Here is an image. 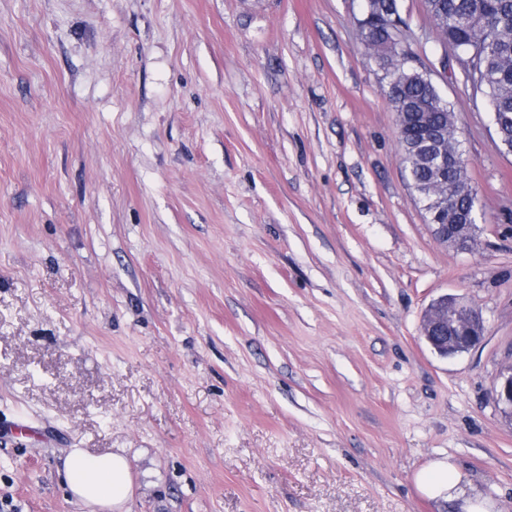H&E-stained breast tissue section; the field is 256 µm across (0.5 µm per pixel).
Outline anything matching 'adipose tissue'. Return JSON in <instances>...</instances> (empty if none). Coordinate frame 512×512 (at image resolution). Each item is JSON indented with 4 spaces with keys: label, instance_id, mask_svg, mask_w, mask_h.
I'll return each mask as SVG.
<instances>
[{
    "label": "adipose tissue",
    "instance_id": "obj_1",
    "mask_svg": "<svg viewBox=\"0 0 512 512\" xmlns=\"http://www.w3.org/2000/svg\"><path fill=\"white\" fill-rule=\"evenodd\" d=\"M62 478L70 494L88 512H128L133 495L130 460L120 452L94 455L80 448L68 454ZM419 485L431 496L444 501H460L463 512H487V504L464 497L454 465L434 462L418 477Z\"/></svg>",
    "mask_w": 512,
    "mask_h": 512
}]
</instances>
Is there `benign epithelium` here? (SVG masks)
<instances>
[{
    "label": "benign epithelium",
    "instance_id": "7a95c632",
    "mask_svg": "<svg viewBox=\"0 0 512 512\" xmlns=\"http://www.w3.org/2000/svg\"><path fill=\"white\" fill-rule=\"evenodd\" d=\"M358 26L367 35L374 26H384L391 35L390 45L397 48L402 41L404 21L401 14L380 4V0H366ZM422 140L423 163L430 169L429 182L415 188L418 194L431 198L428 223L435 239L456 251H470L476 243L479 207L470 212L459 205H448V171L468 167L460 149V130L448 131V125H436L426 112L418 113ZM485 321L481 312L455 296L442 295L426 309L421 335L427 345L442 357H451L476 347L484 338ZM496 405L512 420V367L501 373L494 387Z\"/></svg>",
    "mask_w": 512,
    "mask_h": 512
}]
</instances>
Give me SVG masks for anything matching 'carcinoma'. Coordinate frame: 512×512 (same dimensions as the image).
Segmentation results:
<instances>
[{
    "mask_svg": "<svg viewBox=\"0 0 512 512\" xmlns=\"http://www.w3.org/2000/svg\"><path fill=\"white\" fill-rule=\"evenodd\" d=\"M431 18L442 38L465 48L471 69L464 83L485 92L491 110L512 113V0H438ZM387 80L386 96L396 112L415 99L428 104L434 120L450 108L436 102L434 90L413 72L400 53H377Z\"/></svg>",
    "mask_w": 512,
    "mask_h": 512,
    "instance_id": "cac0c4a2",
    "label": "carcinoma"
}]
</instances>
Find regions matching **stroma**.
Instances as JSON below:
<instances>
[{"label":"stroma","mask_w":512,"mask_h":512,"mask_svg":"<svg viewBox=\"0 0 512 512\" xmlns=\"http://www.w3.org/2000/svg\"><path fill=\"white\" fill-rule=\"evenodd\" d=\"M363 0H0V498L86 512L71 449H125L130 512H512V155L424 0L402 50L462 131L473 251L434 238ZM479 309L443 358L428 304ZM481 312L455 296L442 295L426 309L421 335L442 357H451L476 347L484 338ZM493 399L496 405L512 419V367L499 375L494 387ZM419 485L432 497L443 501L461 500L462 512H490L489 505L478 498H464L459 487L460 479L454 465L437 461L418 476Z\"/></svg>","instance_id":"stroma-1"}]
</instances>
